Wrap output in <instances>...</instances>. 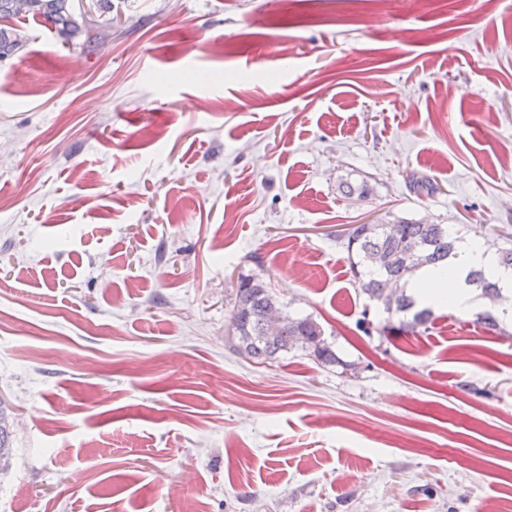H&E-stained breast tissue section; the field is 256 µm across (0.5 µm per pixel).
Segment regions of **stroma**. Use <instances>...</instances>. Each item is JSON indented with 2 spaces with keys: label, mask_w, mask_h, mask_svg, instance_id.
<instances>
[{
  "label": "stroma",
  "mask_w": 512,
  "mask_h": 512,
  "mask_svg": "<svg viewBox=\"0 0 512 512\" xmlns=\"http://www.w3.org/2000/svg\"><path fill=\"white\" fill-rule=\"evenodd\" d=\"M316 2L112 0L93 46L29 21L0 61V512L512 499V338L442 309L400 330L346 247L395 218L504 247L512 0H382L349 25ZM242 275L340 365L232 353Z\"/></svg>",
  "instance_id": "stroma-1"
}]
</instances>
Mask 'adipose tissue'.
I'll return each instance as SVG.
<instances>
[{
	"label": "adipose tissue",
	"instance_id": "obj_1",
	"mask_svg": "<svg viewBox=\"0 0 512 512\" xmlns=\"http://www.w3.org/2000/svg\"><path fill=\"white\" fill-rule=\"evenodd\" d=\"M474 268L484 269L504 286L512 287V271L497 266L492 249L474 244L464 247L446 268L426 270L409 284L408 290L418 303L446 307L457 315L469 316L482 308L478 292L467 281Z\"/></svg>",
	"mask_w": 512,
	"mask_h": 512
}]
</instances>
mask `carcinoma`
Listing matches in <instances>:
<instances>
[{
    "mask_svg": "<svg viewBox=\"0 0 512 512\" xmlns=\"http://www.w3.org/2000/svg\"><path fill=\"white\" fill-rule=\"evenodd\" d=\"M23 8L16 0H0V61L15 55L26 43L22 29L12 23L20 17L43 20L54 27L66 42L80 38L91 44L100 38V30L76 12L72 0H26ZM464 237L450 224L398 218L385 224H354L347 234V248L355 254L351 263L354 277L369 300L383 306L387 313L406 314L415 306L405 285L425 267H436L457 255ZM468 283L481 291L492 306L512 302L502 293L499 282L483 270L469 272ZM433 320L432 311H416L412 320L400 326L412 330ZM229 348L246 358L266 361L282 352L301 350L316 361L332 365L340 359L324 338L321 325L310 315L296 316L286 311L262 281L239 277L230 311ZM11 448L8 442L5 404L0 402V473L8 466Z\"/></svg>",
    "mask_w": 512,
    "mask_h": 512,
    "instance_id": "cac0c4a2",
    "label": "carcinoma"
}]
</instances>
